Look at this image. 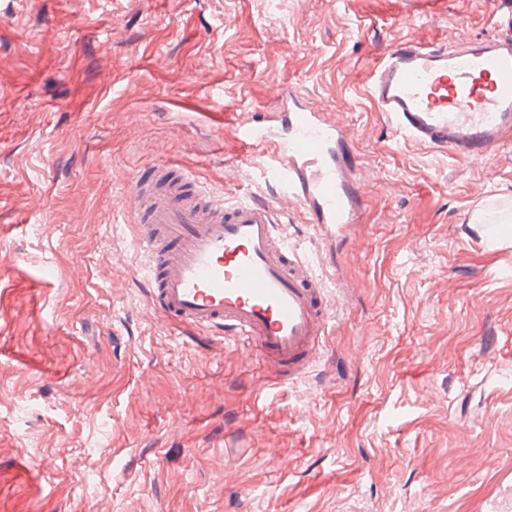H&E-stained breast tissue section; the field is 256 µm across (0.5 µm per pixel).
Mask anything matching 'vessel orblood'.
<instances>
[{
	"label": "vessel or blood",
	"mask_w": 512,
	"mask_h": 512,
	"mask_svg": "<svg viewBox=\"0 0 512 512\" xmlns=\"http://www.w3.org/2000/svg\"><path fill=\"white\" fill-rule=\"evenodd\" d=\"M364 94L396 135L459 162L487 160L512 142V35L451 48L398 44L373 65ZM236 137L241 167L252 149L271 146L280 199L226 203L162 159L150 178L133 179L127 212L146 258L152 310L245 337L271 378L290 383L316 362L334 307L280 235V200L296 198L328 240L357 223L359 181L342 153L351 131L296 99L288 111L240 123Z\"/></svg>",
	"instance_id": "b4317fda"
}]
</instances>
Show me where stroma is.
<instances>
[{
    "label": "stroma",
    "mask_w": 512,
    "mask_h": 512,
    "mask_svg": "<svg viewBox=\"0 0 512 512\" xmlns=\"http://www.w3.org/2000/svg\"><path fill=\"white\" fill-rule=\"evenodd\" d=\"M0 0V512H483L512 495V144L395 141L355 89L399 43L512 34V0ZM410 13L394 23V12ZM353 133L364 207L281 231L328 296L316 363L154 314L128 222L160 159L274 189L236 123L289 94Z\"/></svg>",
    "instance_id": "1"
}]
</instances>
